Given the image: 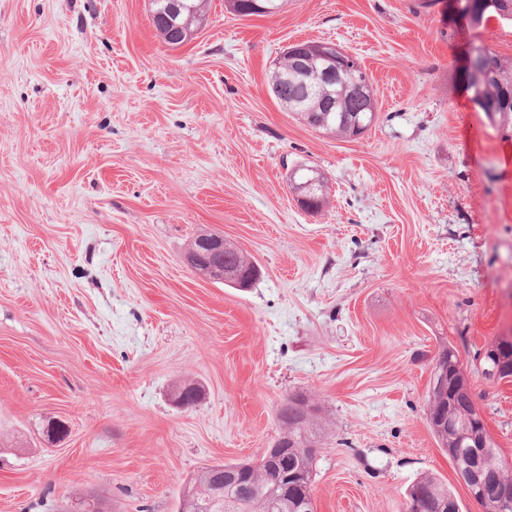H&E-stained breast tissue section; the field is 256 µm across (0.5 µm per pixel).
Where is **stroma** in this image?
I'll use <instances>...</instances> for the list:
<instances>
[{
    "instance_id": "stroma-1",
    "label": "stroma",
    "mask_w": 512,
    "mask_h": 512,
    "mask_svg": "<svg viewBox=\"0 0 512 512\" xmlns=\"http://www.w3.org/2000/svg\"><path fill=\"white\" fill-rule=\"evenodd\" d=\"M422 0H285L168 46L148 0H0V512H177L205 467L258 459L288 395L314 405L316 512H404L433 473L471 499L426 418L452 347L512 473V381L476 373L512 332V132L457 74L480 38ZM332 42L370 74L359 138L300 123L269 76L287 46ZM322 169L328 202L288 185ZM217 233L259 279L195 273ZM202 397L177 407V386ZM57 419L66 434L47 440ZM309 166L303 165L298 166L294 170H292L288 176V183L289 187L292 189V184L294 182L296 183H302L308 180V178L312 177L307 183L298 185L295 189V200L301 207H307V203L310 200L309 193L312 192L315 188V185L317 183L321 182L322 179V173L320 170L316 168H310V172L307 168ZM327 183L328 179L325 176L324 182L321 186L317 185L314 193L312 194L313 202L308 205L307 209L310 212L319 211L324 207L325 199L327 197Z\"/></svg>"
}]
</instances>
